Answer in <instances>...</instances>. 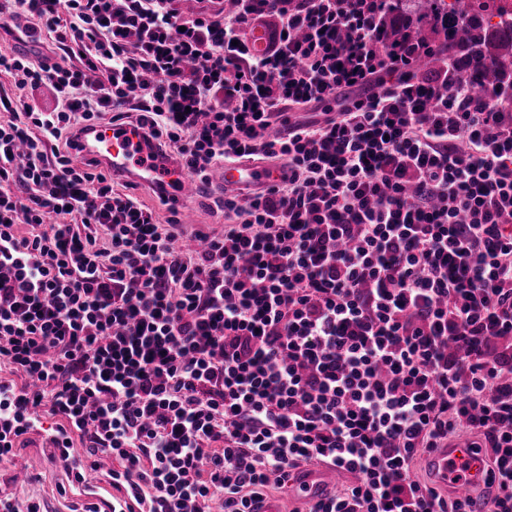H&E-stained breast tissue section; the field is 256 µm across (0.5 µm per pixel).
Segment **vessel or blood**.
<instances>
[{"instance_id":"1","label":"vessel or blood","mask_w":512,"mask_h":512,"mask_svg":"<svg viewBox=\"0 0 512 512\" xmlns=\"http://www.w3.org/2000/svg\"><path fill=\"white\" fill-rule=\"evenodd\" d=\"M77 156L96 161L113 174L132 176L149 187L170 191L176 206L184 211H192L198 203L195 183L161 152L155 141L144 138L130 124L91 126L78 139ZM282 177V172L259 164H228L210 171L211 184L228 194L245 187L262 188ZM423 466L452 494L468 498L473 512H489L490 499L484 494L488 467L483 451L464 442L452 443L427 456ZM335 481V469L318 466L304 470L295 486L303 496L316 500Z\"/></svg>"}]
</instances>
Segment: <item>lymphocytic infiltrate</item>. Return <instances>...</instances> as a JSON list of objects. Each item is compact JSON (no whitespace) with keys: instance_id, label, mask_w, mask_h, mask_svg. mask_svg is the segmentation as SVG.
Segmentation results:
<instances>
[{"instance_id":"f902f5d3","label":"lymphocytic infiltrate","mask_w":512,"mask_h":512,"mask_svg":"<svg viewBox=\"0 0 512 512\" xmlns=\"http://www.w3.org/2000/svg\"><path fill=\"white\" fill-rule=\"evenodd\" d=\"M181 2L0 0L37 48L0 51V465L46 430L126 512H253L314 461L355 481L306 512H469L412 476L465 430L512 512V113L416 71L395 0ZM132 112L198 181L285 176L178 249L71 161ZM283 172L271 171L259 164H228L210 171V183L223 187L224 193L232 194L244 187L262 188L273 181H281Z\"/></svg>"}]
</instances>
